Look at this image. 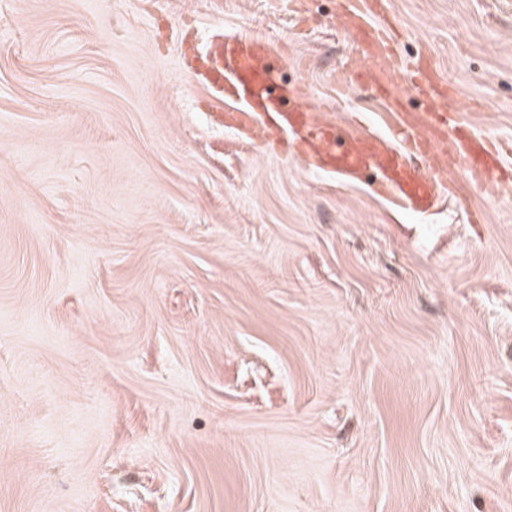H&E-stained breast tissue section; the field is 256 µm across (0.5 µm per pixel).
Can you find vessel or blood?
Returning a JSON list of instances; mask_svg holds the SVG:
<instances>
[{
	"label": "vessel or blood",
	"instance_id": "1",
	"mask_svg": "<svg viewBox=\"0 0 512 512\" xmlns=\"http://www.w3.org/2000/svg\"><path fill=\"white\" fill-rule=\"evenodd\" d=\"M384 2L367 0L364 7L349 9L343 15L347 28L370 39L373 51L364 65L370 73H386L392 65L384 27L370 26L366 20L367 12L376 11ZM261 44L254 36L226 35L193 56L191 78L212 98L231 104L223 116L225 127L261 131L271 126L288 132L315 167L349 180L373 173L377 193L414 213L434 209L440 200V185L457 172L465 174L473 191L500 200L499 151L487 139L461 134L450 151L438 150L431 134L447 127L448 115L430 110L394 124L393 135L401 140L402 149L389 147L382 138L371 135L343 140L335 126L311 122L300 108L284 109L271 72L259 66Z\"/></svg>",
	"mask_w": 512,
	"mask_h": 512
}]
</instances>
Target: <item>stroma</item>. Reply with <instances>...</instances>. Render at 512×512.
Instances as JSON below:
<instances>
[{"label":"stroma","mask_w":512,"mask_h":512,"mask_svg":"<svg viewBox=\"0 0 512 512\" xmlns=\"http://www.w3.org/2000/svg\"><path fill=\"white\" fill-rule=\"evenodd\" d=\"M386 8L383 99L338 0H0V512H512V203L403 210L186 74L257 36L387 138L426 59L512 192V0Z\"/></svg>","instance_id":"35a3bbf8"}]
</instances>
